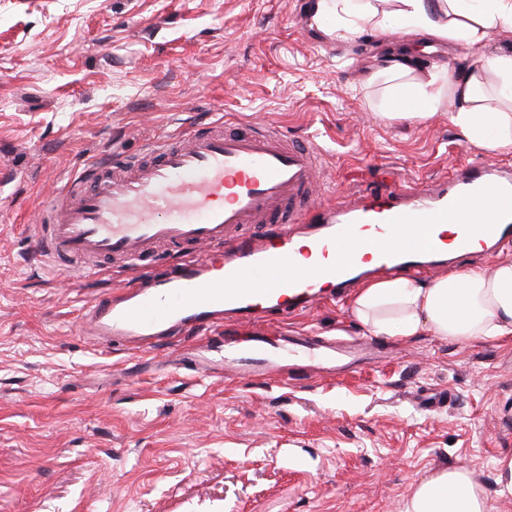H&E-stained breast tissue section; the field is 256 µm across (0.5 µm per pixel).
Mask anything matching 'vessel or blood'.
Masks as SVG:
<instances>
[{
	"mask_svg": "<svg viewBox=\"0 0 512 512\" xmlns=\"http://www.w3.org/2000/svg\"><path fill=\"white\" fill-rule=\"evenodd\" d=\"M321 166L314 140L295 144L254 123L184 129L135 159L105 157L72 176L46 209L35 241L42 262L88 274L99 260L138 265L156 246L186 259L157 279L94 297L88 333L149 346L225 317L249 323L341 296L358 278L443 262L449 245L495 248L512 241V171L484 161L424 187L395 185L384 198L317 205ZM243 224H271L264 238ZM310 259L300 267L296 245ZM315 358L317 374L372 359L366 343L285 336L224 352L236 378L278 375L284 354Z\"/></svg>",
	"mask_w": 512,
	"mask_h": 512,
	"instance_id": "obj_1",
	"label": "vessel or blood"
}]
</instances>
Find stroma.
<instances>
[{"label":"stroma","instance_id":"1","mask_svg":"<svg viewBox=\"0 0 512 512\" xmlns=\"http://www.w3.org/2000/svg\"><path fill=\"white\" fill-rule=\"evenodd\" d=\"M317 0H0V512H402L412 484L468 469L489 512H512L497 461L512 454V340L373 338L375 361L315 377L304 360L242 381L198 368L206 335L143 352L94 344L83 310L158 273L57 271L34 254L56 190L92 160L214 119L279 125L328 157L354 200L511 154L468 143L441 116L380 118L377 70L407 48L418 73L465 45L392 25L335 33ZM291 332L370 336L349 299L214 330L249 343Z\"/></svg>","mask_w":512,"mask_h":512}]
</instances>
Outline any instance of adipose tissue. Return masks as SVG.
<instances>
[{
    "instance_id": "1",
    "label": "adipose tissue",
    "mask_w": 512,
    "mask_h": 512,
    "mask_svg": "<svg viewBox=\"0 0 512 512\" xmlns=\"http://www.w3.org/2000/svg\"><path fill=\"white\" fill-rule=\"evenodd\" d=\"M396 14L416 34L465 43L468 58L456 66L416 75L405 51L386 56L379 69L395 84L388 119L405 110L407 119L437 117L451 103L449 119L466 140L512 154V112L490 107L481 93L494 77L512 85V55L487 47L492 31L512 30V0H397ZM356 319L378 336L409 339L424 333L466 344L512 337V257L491 269L448 273L431 281L395 277L358 288ZM403 512H488L470 472L451 467L431 473L409 491Z\"/></svg>"
}]
</instances>
